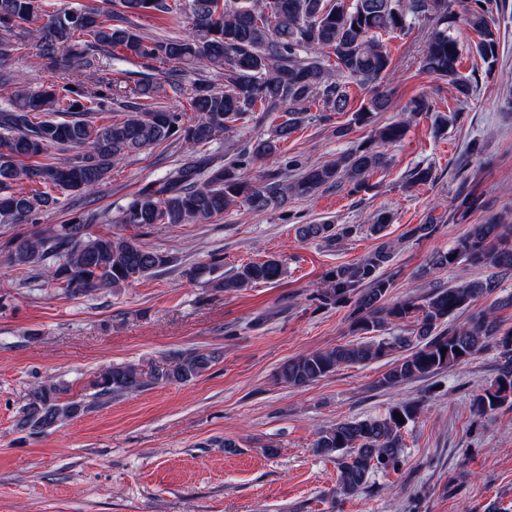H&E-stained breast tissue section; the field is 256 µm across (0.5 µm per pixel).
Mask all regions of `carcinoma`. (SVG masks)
Wrapping results in <instances>:
<instances>
[{"label": "carcinoma", "instance_id": "obj_1", "mask_svg": "<svg viewBox=\"0 0 512 512\" xmlns=\"http://www.w3.org/2000/svg\"><path fill=\"white\" fill-rule=\"evenodd\" d=\"M127 12L187 19L179 36L145 37L125 15L106 17L99 7L61 6L54 0H0V55L27 46L59 71L46 87L23 91L0 108V224H29L50 210L54 192L89 196L108 177L112 165L133 153L174 140L185 146L184 159L165 177L146 184L113 219L100 212H81L57 228L17 233L5 242L8 261L21 271L19 284L34 273L42 285L67 297L85 296L106 288H120L149 277L171 258L134 236L92 232L105 220L144 230L157 224H205L241 205L255 213L276 211L295 198H310L321 189L348 184L358 193L369 177L388 163L384 147L399 142L407 122L374 125L376 113L387 108L381 90L393 58L383 37L406 36L415 23L428 22L421 48L420 69L448 84L459 102L468 101L477 85L460 71L461 51L452 35L456 17L447 0H122ZM464 23L477 35L478 58L492 68L499 57V30L490 0H468ZM106 55L131 65L125 71L131 86L123 93L122 118L95 123L94 116L109 111L112 81L90 95L70 76L65 61L93 64ZM165 84L186 96L189 111H171L156 99L157 71ZM205 65L224 78L218 87L198 75L185 83L188 72ZM371 87L368 103L353 108L347 79ZM316 114H311V109ZM351 113L336 128L342 138L356 127H371L367 139L341 153L336 160L307 166L293 156L259 177L253 164L277 156L281 143L305 122L326 121L332 114ZM66 113L59 121L54 115ZM279 119L262 136L246 142L224 160L204 149L242 120ZM60 147L69 155L55 163L39 158ZM461 217L484 207L472 188L461 196ZM391 218L374 217L370 231L380 243L354 263L341 264L323 275L318 299L325 305L353 302L352 327L364 333L380 332L406 322L410 335L389 342H357L317 350L285 361L278 377L294 387L319 381L341 365L367 364L391 357L380 385L396 387L430 377L461 364L487 349L497 352L495 380L472 404L480 414L512 406V327L499 315L512 308V293L460 321L452 320L482 297L495 294L504 276L512 275V220L494 214L473 224L456 244L429 259V270L468 262L494 269L480 280L438 288L423 300L409 298L390 303L387 296L394 276L387 272L395 244L384 239ZM358 231L354 224H299L301 240L329 245ZM282 266L271 258L239 267L228 277L211 278L214 288L238 291L280 279ZM446 353H441V350ZM219 359L215 351L177 352L164 370L116 364L102 369L87 384L83 397L69 396V386L47 379L32 386L19 408L15 429L27 436L43 434L67 420L159 380L191 382ZM418 407L402 402L382 418L339 422L321 430L314 451L338 456L336 492L353 495L368 488L379 471L398 472L404 466L401 431L416 417ZM403 422H398L395 415Z\"/></svg>", "mask_w": 512, "mask_h": 512}]
</instances>
